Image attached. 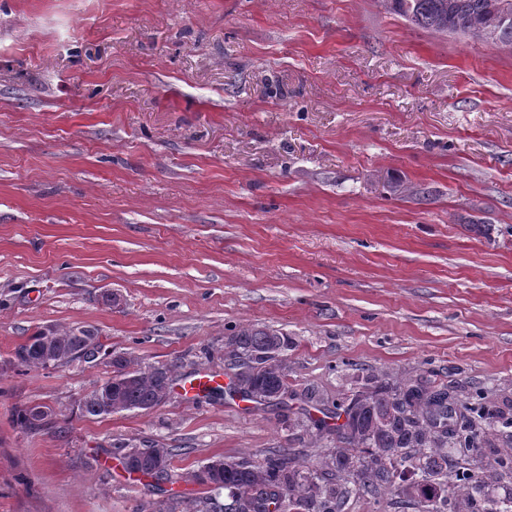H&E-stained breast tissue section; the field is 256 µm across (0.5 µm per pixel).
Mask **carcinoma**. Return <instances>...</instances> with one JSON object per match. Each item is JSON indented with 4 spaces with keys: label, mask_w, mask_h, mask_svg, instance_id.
<instances>
[{
    "label": "carcinoma",
    "mask_w": 512,
    "mask_h": 512,
    "mask_svg": "<svg viewBox=\"0 0 512 512\" xmlns=\"http://www.w3.org/2000/svg\"><path fill=\"white\" fill-rule=\"evenodd\" d=\"M496 0H383L386 9L412 26L442 35L466 36L495 21ZM289 338L253 325L224 337L230 382L224 393L260 405L284 408L295 400L289 390ZM99 336L83 328L39 330L14 350L18 365L56 367L75 360L94 362L101 353ZM112 375L95 384L97 395L80 400L84 417L104 418L124 411L149 412L171 390L168 365H143L126 354L110 359ZM448 386L428 378L378 384L367 394L336 403L328 419L311 421L315 439L336 446L307 462L300 453L282 448L263 461L251 457H212L189 476L212 495L205 512H344L353 493L374 496L393 489L416 512H512V495L498 498L493 487L503 473H512V454L487 465L480 441L465 412L470 407ZM40 412L44 428H58L57 413L46 404L18 410L17 424L33 430ZM178 449L155 456L145 448L133 460L134 471L157 479L171 478ZM224 501H219V496ZM184 501L172 496L141 503L136 512H184Z\"/></svg>",
    "instance_id": "1"
}]
</instances>
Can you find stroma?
Segmentation results:
<instances>
[{"instance_id": "35a3bbf8", "label": "stroma", "mask_w": 512, "mask_h": 512, "mask_svg": "<svg viewBox=\"0 0 512 512\" xmlns=\"http://www.w3.org/2000/svg\"><path fill=\"white\" fill-rule=\"evenodd\" d=\"M286 334L293 430L227 384L224 337ZM92 363L25 369L37 330ZM174 368L154 410L85 417L109 357ZM434 371L512 451V48L381 0H0V512H134L217 456L310 445L325 406ZM61 410L27 432L18 410ZM175 448L163 490L115 443ZM28 336L14 350V359L18 365L26 368L56 367L75 360L94 362L101 353L99 337L88 329L69 328L65 330L51 327ZM50 336V337H47ZM95 340V352L85 355V350ZM54 411L55 410L52 407H50L46 404L37 403V404L27 405L18 410L17 415H16V422L22 429H24L26 431L57 429L58 428V421H57L58 414L55 413ZM37 412H41L43 414V419H47V421H45L44 426L42 428L34 429L32 426V423H31V418Z\"/></svg>"}]
</instances>
